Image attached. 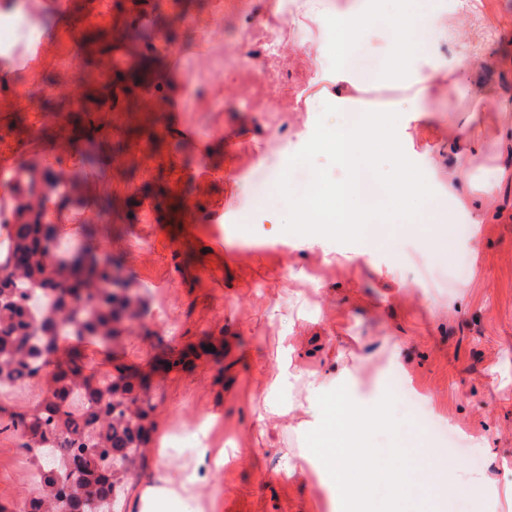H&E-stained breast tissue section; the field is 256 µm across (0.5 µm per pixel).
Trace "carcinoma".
<instances>
[{"label":"carcinoma","instance_id":"obj_1","mask_svg":"<svg viewBox=\"0 0 512 512\" xmlns=\"http://www.w3.org/2000/svg\"><path fill=\"white\" fill-rule=\"evenodd\" d=\"M24 173L27 189L4 226L10 245L0 251V385L53 367L30 410L10 414L41 475L24 512H114L151 440L141 396L148 376L125 366L115 375L83 374L84 356H59L57 329L72 324L76 340L108 345L148 314V301L119 263L88 245L64 247L54 225L35 221L54 185L50 170L32 168L17 172L16 185ZM206 354L202 345L172 349L153 369L168 372Z\"/></svg>","mask_w":512,"mask_h":512}]
</instances>
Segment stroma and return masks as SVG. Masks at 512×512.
<instances>
[{
    "label": "stroma",
    "instance_id": "stroma-1",
    "mask_svg": "<svg viewBox=\"0 0 512 512\" xmlns=\"http://www.w3.org/2000/svg\"><path fill=\"white\" fill-rule=\"evenodd\" d=\"M42 26L38 58L26 70L0 61V166L78 172L57 225L62 241L85 240L116 259L146 296L150 312L110 346L76 348L100 372L124 364L148 369L167 348L210 336L224 342L221 363L203 358L186 370L157 374L147 396L155 424L151 449L129 486L133 512L145 485L180 482L196 464L193 448L156 454L161 440L191 417L210 422L211 445L226 449L224 469L161 512H340L316 471L282 479V453L313 450L314 426L263 436L254 407L264 393L305 400L301 384L278 380L282 332L303 351L304 370H348L363 398L387 392L403 374L455 439L432 438L398 404L374 430L376 451L405 446L403 490L382 482L365 492L368 512H512V179L495 170L512 157L496 113L481 109L482 89L512 95V65L471 74L456 92L435 72L452 61L409 56L399 73L397 43L373 25L355 52L376 59V79L353 88L337 64L320 65L318 38L302 33L279 49L293 102L252 108L251 63L216 62L227 38L255 26L270 0H36ZM163 32L159 51L149 44ZM470 46H489L512 61V0H483L469 26ZM121 61L122 81L103 99L101 74ZM210 73L201 93L187 86L198 67ZM430 74L427 109H408L420 74ZM343 112L399 113L406 156L427 172L441 204L422 212L413 234L391 223L387 238L363 257L364 243L332 242L329 256L295 250V234L273 233L287 211L276 184L289 158L314 132L307 98ZM467 122L480 153L448 147V124ZM468 154L464 173L457 157ZM494 187L497 204L480 208ZM20 431L0 429V503L22 504L29 454ZM455 471L457 489L442 494L415 469L421 449Z\"/></svg>",
    "mask_w": 512,
    "mask_h": 512
}]
</instances>
